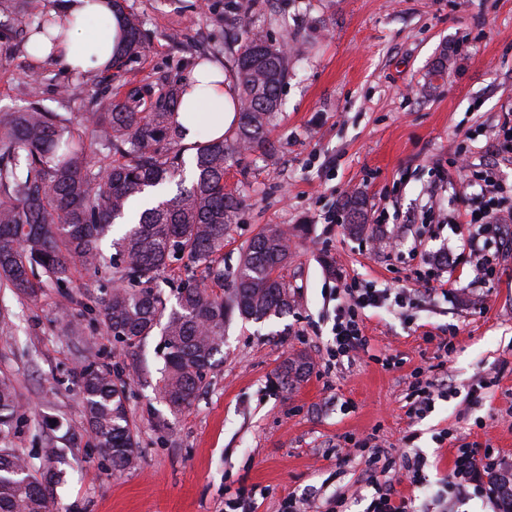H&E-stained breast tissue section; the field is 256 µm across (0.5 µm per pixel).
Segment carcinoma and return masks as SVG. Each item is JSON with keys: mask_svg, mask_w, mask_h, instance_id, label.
<instances>
[{"mask_svg": "<svg viewBox=\"0 0 512 512\" xmlns=\"http://www.w3.org/2000/svg\"><path fill=\"white\" fill-rule=\"evenodd\" d=\"M20 2L0 0V28L18 15ZM113 13L122 29L115 60L146 52L138 15L118 5ZM54 26L47 12L34 13L18 44L28 45L32 33L51 39ZM237 44L231 72L239 90L238 122L220 139L208 134L189 146L181 144L175 110L186 89L176 85L162 88L148 104L106 87L83 112H50L30 83L25 111L0 112V287L36 302L46 285L70 284L79 270L109 283L123 282L99 289L94 320L124 349L160 330L158 389L175 411L194 402L207 375L223 362L226 324L235 317L262 322L291 307L288 285L277 274L290 256L288 231L281 227H270L245 244L226 295L187 282L170 305L159 287V277L183 259L224 282L219 255L243 205L238 192L226 189L224 170L242 151H276L269 132L288 80V59L246 25ZM188 164L192 177L187 184ZM171 184L176 185L172 197L131 215L134 200ZM347 208L351 231L362 232L363 198L350 197ZM118 218L125 220L124 229L112 239L114 253L108 255L102 241ZM307 372L303 358L287 360L281 388H292ZM78 385L95 447L115 473L136 467L138 442L124 386L108 367L93 364L81 370ZM18 411L14 383L1 376L0 512H61L55 495L64 477L57 468L60 450L46 449V465L37 469L3 445ZM491 482L507 502L504 512H512V480L499 474Z\"/></svg>", "mask_w": 512, "mask_h": 512, "instance_id": "1", "label": "carcinoma"}]
</instances>
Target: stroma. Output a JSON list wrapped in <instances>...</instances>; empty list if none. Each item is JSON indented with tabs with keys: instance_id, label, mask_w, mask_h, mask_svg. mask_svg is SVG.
I'll use <instances>...</instances> for the list:
<instances>
[{
	"instance_id": "35a3bbf8",
	"label": "stroma",
	"mask_w": 512,
	"mask_h": 512,
	"mask_svg": "<svg viewBox=\"0 0 512 512\" xmlns=\"http://www.w3.org/2000/svg\"><path fill=\"white\" fill-rule=\"evenodd\" d=\"M151 36L145 55L73 79L62 61L0 52V111L25 108L38 82L43 105L75 112L111 84L149 96L184 83L195 63L216 54L228 66L241 18L288 52V81L270 137L273 156L250 152L228 163L224 182L244 197L224 239L225 273L268 226L294 230L288 263V314L262 323L233 321L224 362L198 398L170 411L155 389L159 337L122 352L89 315L60 318V288L37 302L0 289L11 319L0 324V374L21 404L10 447L35 456L61 448L66 482L57 496L70 512H226L239 491L256 490L257 512H280L285 496L344 498L365 512L362 457L343 461L345 436H373L423 457L420 512H500L498 497L470 491L446 497L454 443L492 448L512 466V215L465 225L456 217L487 179L512 184V154L495 152L512 121V0H126ZM442 76H434L436 65ZM71 88L60 98L57 85ZM367 202L368 222L351 234L343 210ZM383 223H376V216ZM479 234L499 257L492 279L475 276L466 241ZM449 254L435 289L418 272ZM413 298L366 308L369 351L325 370L336 307L346 284ZM447 350H439L440 340ZM305 355L309 374L282 391L284 362ZM109 366L127 384L140 464L121 474L94 447L78 377L88 363ZM447 377L460 392L489 382L476 401L436 402L407 414L414 372ZM454 441L440 442L443 432Z\"/></svg>"
}]
</instances>
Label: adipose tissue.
I'll return each mask as SVG.
<instances>
[{
	"instance_id": "adipose-tissue-1",
	"label": "adipose tissue",
	"mask_w": 512,
	"mask_h": 512,
	"mask_svg": "<svg viewBox=\"0 0 512 512\" xmlns=\"http://www.w3.org/2000/svg\"><path fill=\"white\" fill-rule=\"evenodd\" d=\"M107 5L108 0H67L56 11L58 39H36L41 56L62 60L84 73L103 70L110 62L116 31L95 28L94 22ZM186 87L180 107L184 140L194 139L199 116L209 119L214 136L224 135L235 119V94L224 73L214 66L194 69Z\"/></svg>"
}]
</instances>
